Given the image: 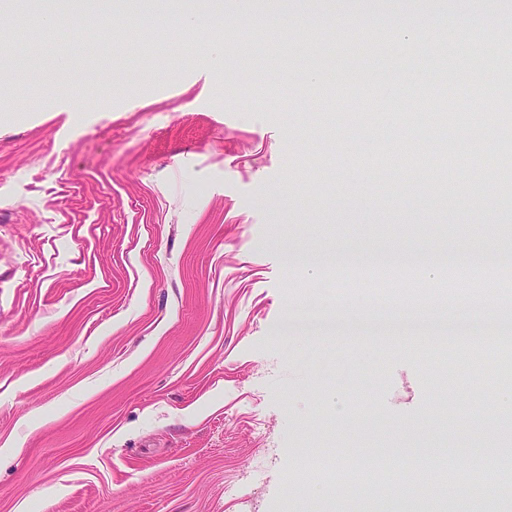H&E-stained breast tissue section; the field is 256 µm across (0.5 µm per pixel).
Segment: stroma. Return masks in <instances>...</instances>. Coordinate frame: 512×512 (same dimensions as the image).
Wrapping results in <instances>:
<instances>
[{
  "instance_id": "35a3bbf8",
  "label": "stroma",
  "mask_w": 512,
  "mask_h": 512,
  "mask_svg": "<svg viewBox=\"0 0 512 512\" xmlns=\"http://www.w3.org/2000/svg\"><path fill=\"white\" fill-rule=\"evenodd\" d=\"M203 6L200 28L155 44L125 0L113 25L137 38L104 51L101 27L79 25L65 67L15 66L41 39H0V512H464L463 496L371 501L294 476L347 441L388 462L393 426L428 459L512 474L497 368L444 379L430 340L372 345L322 317L407 312L328 286L339 251L413 250L438 276L472 253L512 270L496 232L512 199L483 176L492 146L444 151V206L431 165L377 162L409 140L419 88L491 111L458 70L435 79L449 25L480 26L486 0H431L443 27L418 22L421 0L360 4L348 38L295 2L270 54L229 46L233 28L272 35L242 0ZM319 29L322 110L304 49ZM401 53L423 58V77ZM349 66L383 78L347 88ZM377 97L391 105L369 137L348 103Z\"/></svg>"
}]
</instances>
